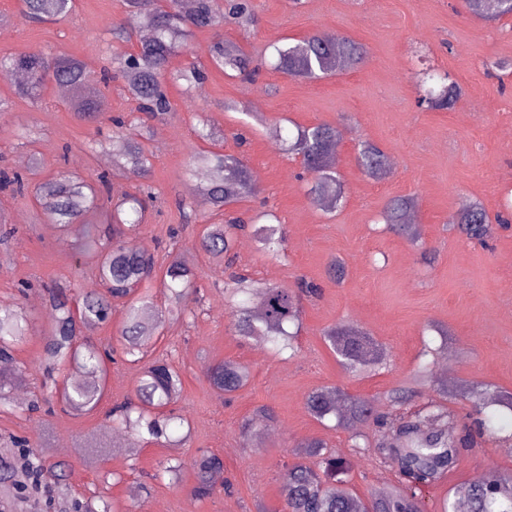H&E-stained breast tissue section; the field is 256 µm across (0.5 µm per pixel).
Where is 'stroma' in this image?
I'll use <instances>...</instances> for the list:
<instances>
[{
    "label": "stroma",
    "instance_id": "35a3bbf8",
    "mask_svg": "<svg viewBox=\"0 0 512 512\" xmlns=\"http://www.w3.org/2000/svg\"><path fill=\"white\" fill-rule=\"evenodd\" d=\"M256 20L195 33L174 66L207 64V78L192 94L167 87L172 110L155 123L152 166L143 177L114 180V189L151 186L156 201L142 231L131 238L138 248L167 262L176 251L193 261L200 286L195 321L165 322L152 344L154 355H171L184 385L175 408L184 418L173 433L176 445L129 431L115 432L105 421L113 404L132 397L138 368L111 365L98 408L73 416L41 387L42 337L50 311L45 289L60 285L72 293L96 291L76 250L61 254L67 238L57 226L36 217L34 191L0 194L6 223L0 224V307L23 306L30 336L13 352L11 372L21 374L13 409L0 412V443L28 439L12 448L56 464V476L25 500L0 496V512H58L61 499L93 501L110 512H282L284 462L302 438L325 440L352 463L351 487L361 498L393 482L394 471L368 453L351 448L347 432L319 422L306 411V396L327 385L381 399L401 385L424 346H438L437 327L448 330V366L435 374L512 392V224L495 227L487 245L453 230L464 199L479 201L489 217L512 200V18L488 21L467 13L463 0H254ZM18 0H0V53L72 55L99 70L110 54L111 28H130L124 0H74L63 21L28 23L17 16ZM332 33L362 43L367 56L357 69L326 79L307 80L274 70L275 50L311 33ZM226 40L249 52L259 65L251 78H234L209 66L210 49ZM450 72L462 92L449 110L419 106L415 75L426 69ZM13 82L0 78V164L20 170V161L39 154L43 176L76 174L87 179L109 170L103 154L79 146L113 135L110 123L76 121L69 102L47 86L36 105L12 95ZM207 121L223 153L242 157L258 189L235 206L250 217L272 209L287 235V256L259 251L252 238L239 237L238 266L251 277L294 286L305 278L319 297L302 303L296 356L276 357L261 343L246 344L229 329L230 316L218 313L227 276L201 251L205 225L215 222L208 206L192 202L186 172L191 151L202 149L194 129ZM328 123L343 128L336 148L337 172L345 200L335 211L317 206L299 177L298 160L284 141L297 128ZM369 141L394 159L380 181L357 167L358 144ZM418 199L413 215L436 259L424 265L415 245L387 232L379 215L397 196ZM346 263L342 283L327 275L332 259ZM339 323L361 327L387 346L391 362L373 375L345 373L327 347L323 332ZM247 363L252 377L225 402L208 369L225 360ZM39 410H31V403ZM261 405L273 409V424L242 440L240 422ZM208 451L224 461L232 492L216 489L206 498L193 492L194 474L184 469L171 481L162 469ZM512 470V442L479 441L465 449L457 470L423 489L424 512H437L454 487L485 471Z\"/></svg>",
    "mask_w": 512,
    "mask_h": 512
}]
</instances>
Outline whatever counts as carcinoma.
I'll return each instance as SVG.
<instances>
[{"label": "carcinoma", "mask_w": 512, "mask_h": 512, "mask_svg": "<svg viewBox=\"0 0 512 512\" xmlns=\"http://www.w3.org/2000/svg\"><path fill=\"white\" fill-rule=\"evenodd\" d=\"M135 12H147L153 19V34L129 47L131 36L120 37L128 44L123 51L110 55L109 65L96 73L72 56L47 58L39 53L23 52L0 55V76L15 73L25 76L14 86L13 94L32 103L43 102L47 83L74 90L70 109L81 122H96L112 111L107 94L108 84L117 81L122 91L137 101V114L125 119H111L117 127L126 122L140 125V136L148 140L152 123L160 122L170 110L164 91L166 81L186 83L185 93L203 83L204 66L190 62L180 68L171 67L172 60L187 50L188 41L197 30L212 29L226 18L250 16V0H125ZM467 12L481 19L499 20L512 17V0L497 6V0H464ZM73 12V0H19V17L25 21L63 20ZM276 68L289 76L319 79L325 75L357 68L366 50L349 38L329 40L314 33L286 48L277 49ZM210 63L226 72L248 76L255 71L252 57L232 42L219 40L211 48ZM419 104L429 109L448 110L461 93L459 84L449 73L425 71L417 74ZM341 130L318 123L298 131L288 141V152L300 159L309 175L308 194L326 211L337 209L343 200V186L336 171L335 148ZM87 152L108 151L112 168L117 173L138 176L151 160L148 147L136 140L114 138L94 141L85 146ZM357 165L368 178L379 180L390 171L391 157L378 145L363 141L357 152ZM190 172L195 178L194 190L211 210L240 202L255 193L243 159L220 152H193ZM41 174V162L31 158L27 171L21 173L0 168V192L21 195L29 187L30 176ZM36 196L41 204L43 220L74 231L79 255L92 275L105 283L101 292H91L71 300L57 285L46 288L51 310V328L42 349L43 386L54 381V373L72 363L80 364L86 375L70 382L61 392L64 408L74 415L86 414L101 401L109 373L112 350H98L80 342L83 330L106 322L112 307L122 306L125 324L122 329L123 354L144 362L135 388V398L117 404L106 417L112 430L147 433L158 440L167 436L173 416L164 409L178 402L183 390L181 373L168 359L144 361L162 317L149 320L153 307V283L157 278L154 253L132 249L124 240L137 234L144 224V199L153 192L139 187L119 197L112 195V175L103 174L92 183L81 177L53 176L38 183ZM418 205L414 196H398L383 208L386 229L414 243L421 259L429 264L434 254L425 247L421 228L407 222ZM263 224L251 225L240 217L223 224H209L201 237V249L215 263L230 269L235 263L236 243L241 233L252 230L259 250L280 256L286 250L281 225L269 222L273 214L262 215ZM456 228L466 239L480 244L490 235V224L482 205L468 200L458 212ZM163 288L179 306L185 318L195 317L186 305L187 298L198 293L193 267L179 256L173 257L162 272ZM232 287L224 289V300L230 309L229 328L246 341L268 343L281 353L298 352V331L302 325L301 294L314 295L317 287L301 279L298 288L260 283L233 271ZM30 321L21 308H0V364L12 363L16 344L29 335ZM324 341L336 355L346 372L363 373L390 362L388 348L361 328L337 324L323 333ZM250 367L237 360H226L212 366L209 381L217 391L231 396L250 381ZM388 409L378 412L375 401L352 394L340 385L320 387L305 400L307 412L316 420H335V426L349 434L351 447L363 452L371 447L370 435L378 436L379 456L396 469L399 482L376 491L367 500L358 497L350 487V462L318 438L298 444L293 460L282 467V478L288 486L284 512H423L421 491L452 473L460 464L461 449L474 444L476 438L495 436L497 428L485 417L492 407L512 412V392L486 389L474 394L469 385L459 380L455 391L448 392V382L436 380L432 363L424 362L405 379V384L385 394ZM274 420L267 406L257 408L239 426V434L247 442L257 427ZM196 476L194 493L205 497L220 486L227 490L230 482L224 476V461L211 452H202L191 460ZM454 497L466 503L468 512H512V472L506 471L495 486L461 483Z\"/></svg>", "instance_id": "cac0c4a2"}]
</instances>
